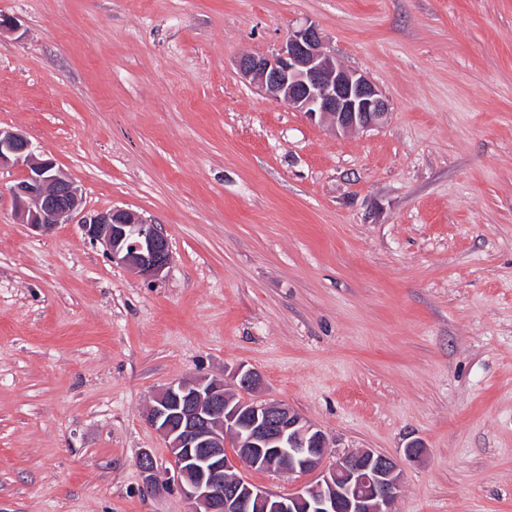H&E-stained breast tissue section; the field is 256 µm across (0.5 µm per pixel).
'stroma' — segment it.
Returning <instances> with one entry per match:
<instances>
[{"instance_id":"1","label":"stroma","mask_w":512,"mask_h":512,"mask_svg":"<svg viewBox=\"0 0 512 512\" xmlns=\"http://www.w3.org/2000/svg\"><path fill=\"white\" fill-rule=\"evenodd\" d=\"M0 126L161 225L156 278L0 169V512H188L146 421L238 366L330 455L401 456L393 512H512V0H0ZM315 22L386 96L339 135L234 66Z\"/></svg>"}]
</instances>
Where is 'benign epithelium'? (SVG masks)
<instances>
[{
  "label": "benign epithelium",
  "mask_w": 512,
  "mask_h": 512,
  "mask_svg": "<svg viewBox=\"0 0 512 512\" xmlns=\"http://www.w3.org/2000/svg\"><path fill=\"white\" fill-rule=\"evenodd\" d=\"M240 77L338 133L367 131L389 115V102L363 73L350 70L326 51L320 28L307 22L288 34L271 55L242 54ZM20 166L12 187L19 223L48 232L60 220L78 218L85 235L101 243L112 262L155 278L169 266L172 251L162 227L128 209L86 212L73 181L36 155L23 134L0 127V167ZM255 388L258 374L238 367L231 381L197 375L175 380L154 397L147 412L151 426L166 443L173 483L192 504V512H392L403 479L401 459L369 448L324 466V433L288 405L230 396L228 384ZM235 440L227 452L226 439ZM147 481L159 468L149 452L138 458ZM248 469L290 477L318 473V480L274 495L240 476Z\"/></svg>",
  "instance_id": "obj_1"
}]
</instances>
